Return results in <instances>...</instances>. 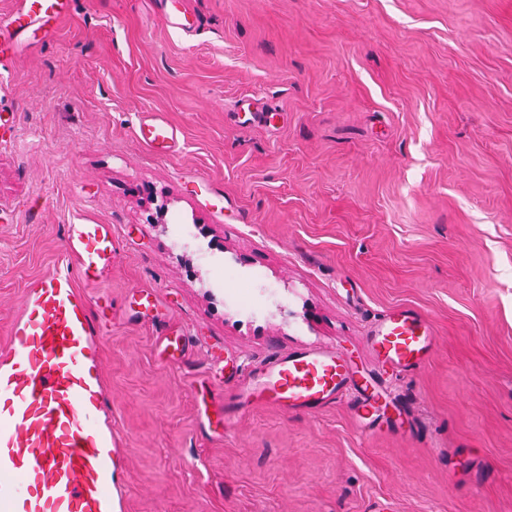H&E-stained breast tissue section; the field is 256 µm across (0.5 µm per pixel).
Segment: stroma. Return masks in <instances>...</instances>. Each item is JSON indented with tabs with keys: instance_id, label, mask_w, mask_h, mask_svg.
I'll return each instance as SVG.
<instances>
[{
	"instance_id": "obj_1",
	"label": "stroma",
	"mask_w": 512,
	"mask_h": 512,
	"mask_svg": "<svg viewBox=\"0 0 512 512\" xmlns=\"http://www.w3.org/2000/svg\"><path fill=\"white\" fill-rule=\"evenodd\" d=\"M181 2L188 34L163 0H71L0 64V346L67 225L108 224L83 292L124 512H512V0ZM397 305L435 329L413 373L367 344ZM311 348L352 362L342 398L244 395ZM137 140L159 156L170 154L178 139V132L166 119L158 115L145 116L135 130Z\"/></svg>"
}]
</instances>
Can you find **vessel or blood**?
<instances>
[{"mask_svg": "<svg viewBox=\"0 0 512 512\" xmlns=\"http://www.w3.org/2000/svg\"><path fill=\"white\" fill-rule=\"evenodd\" d=\"M69 10L70 0H13L0 16V59ZM135 136L165 157L178 132L149 115ZM111 269V225L72 224L59 261L23 292L9 348L0 353V512H123L116 482L124 458L102 379L103 332L78 288L100 283ZM369 342L383 364L409 372L429 359L435 332L421 312L400 306L377 320ZM349 378L346 357L307 350L273 356L245 393L284 411L312 412L334 402Z\"/></svg>", "mask_w": 512, "mask_h": 512, "instance_id": "1", "label": "vessel or blood"}]
</instances>
